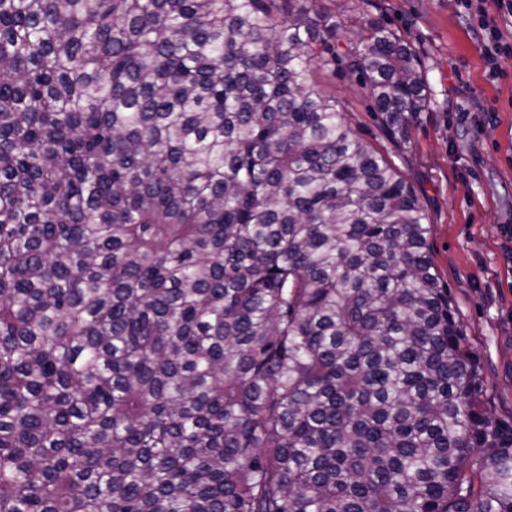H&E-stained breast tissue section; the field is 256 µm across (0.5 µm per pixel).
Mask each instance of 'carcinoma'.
I'll use <instances>...</instances> for the list:
<instances>
[{
	"instance_id": "1",
	"label": "carcinoma",
	"mask_w": 512,
	"mask_h": 512,
	"mask_svg": "<svg viewBox=\"0 0 512 512\" xmlns=\"http://www.w3.org/2000/svg\"><path fill=\"white\" fill-rule=\"evenodd\" d=\"M318 0H0V512H512V417Z\"/></svg>"
}]
</instances>
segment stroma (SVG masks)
<instances>
[{
  "mask_svg": "<svg viewBox=\"0 0 512 512\" xmlns=\"http://www.w3.org/2000/svg\"><path fill=\"white\" fill-rule=\"evenodd\" d=\"M344 50L380 22L414 47L429 105L404 143L390 140L357 77L317 81L345 101L355 132L413 185L432 224L430 251L485 378L484 399L512 415V56L490 68L460 0H325Z\"/></svg>",
  "mask_w": 512,
  "mask_h": 512,
  "instance_id": "obj_1",
  "label": "stroma"
}]
</instances>
